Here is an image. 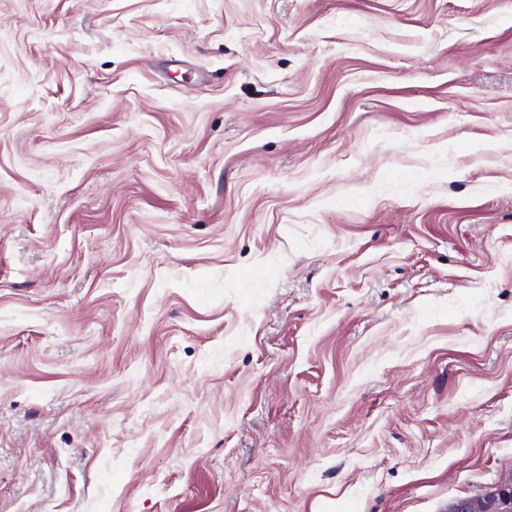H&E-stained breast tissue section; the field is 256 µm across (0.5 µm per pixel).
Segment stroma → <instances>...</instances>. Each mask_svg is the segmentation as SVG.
I'll use <instances>...</instances> for the list:
<instances>
[{
    "label": "stroma",
    "instance_id": "obj_1",
    "mask_svg": "<svg viewBox=\"0 0 512 512\" xmlns=\"http://www.w3.org/2000/svg\"><path fill=\"white\" fill-rule=\"evenodd\" d=\"M511 474L512 0H0V512Z\"/></svg>",
    "mask_w": 512,
    "mask_h": 512
}]
</instances>
